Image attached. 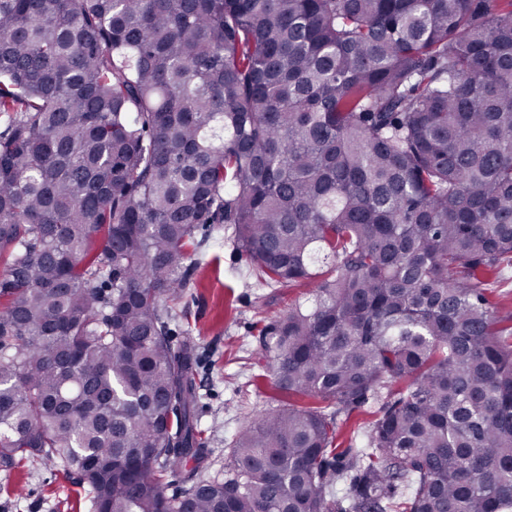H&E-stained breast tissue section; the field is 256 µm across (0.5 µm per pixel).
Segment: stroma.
Returning <instances> with one entry per match:
<instances>
[{"instance_id":"1","label":"stroma","mask_w":512,"mask_h":512,"mask_svg":"<svg viewBox=\"0 0 512 512\" xmlns=\"http://www.w3.org/2000/svg\"><path fill=\"white\" fill-rule=\"evenodd\" d=\"M204 251L206 262L176 305L171 329L177 341L185 327L195 329L198 423L207 439L209 469L220 472L240 427L281 398L261 329L293 306H313L315 292L305 281L288 288L259 287L229 240L208 242ZM0 512H90L88 488L53 462H27L0 474Z\"/></svg>"}]
</instances>
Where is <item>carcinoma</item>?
Here are the masks:
<instances>
[{"instance_id":"cac0c4a2","label":"carcinoma","mask_w":512,"mask_h":512,"mask_svg":"<svg viewBox=\"0 0 512 512\" xmlns=\"http://www.w3.org/2000/svg\"><path fill=\"white\" fill-rule=\"evenodd\" d=\"M489 2L0 0V470L51 459L92 512H512V316L482 276L512 267V0ZM223 228L316 302L261 331L312 405L251 419L221 479L170 324ZM375 408L365 407L360 408L352 413L350 418L347 420V423L343 426L339 436L336 440V443H339V450L343 448H348L351 443V439L356 435L365 424H367L373 418V411Z\"/></svg>"}]
</instances>
